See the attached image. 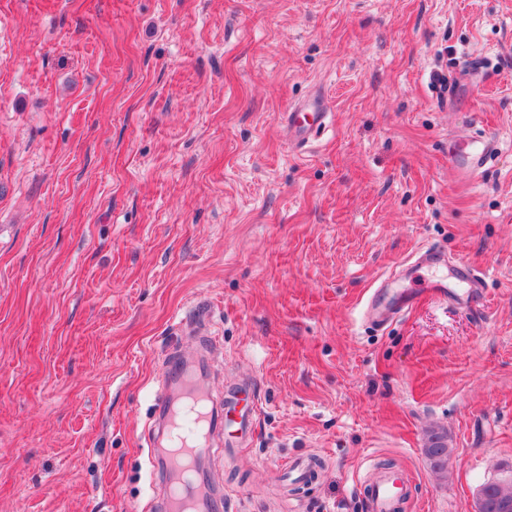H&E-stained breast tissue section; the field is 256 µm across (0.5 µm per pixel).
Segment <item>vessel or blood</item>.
Masks as SVG:
<instances>
[{"mask_svg":"<svg viewBox=\"0 0 512 512\" xmlns=\"http://www.w3.org/2000/svg\"><path fill=\"white\" fill-rule=\"evenodd\" d=\"M331 115L320 105L289 107L282 121L294 152H304L314 134L327 127ZM500 148L497 137L480 135L456 140L449 159L459 180L474 181ZM484 276L467 264L455 266L449 277L429 282L425 294L474 310L485 303ZM421 295L377 287L364 316L375 324L412 309ZM211 358L179 349L163 364L160 396L154 420L157 443L148 461L161 486L162 512H223L224 497L212 487V461L217 447L248 444L257 402L250 383L216 395L208 382ZM406 473H382L369 489L370 512H398L408 492Z\"/></svg>","mask_w":512,"mask_h":512,"instance_id":"b4317fda","label":"vessel or blood"}]
</instances>
